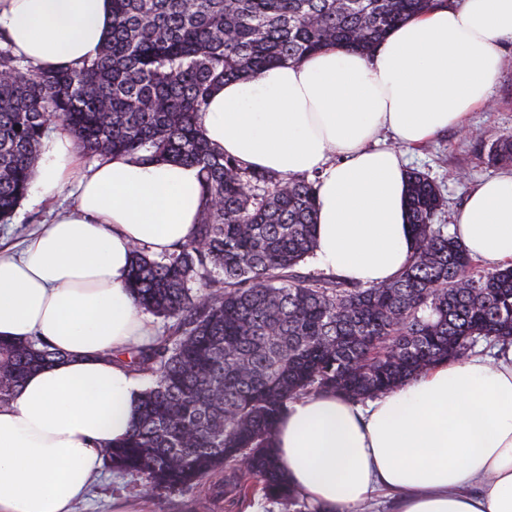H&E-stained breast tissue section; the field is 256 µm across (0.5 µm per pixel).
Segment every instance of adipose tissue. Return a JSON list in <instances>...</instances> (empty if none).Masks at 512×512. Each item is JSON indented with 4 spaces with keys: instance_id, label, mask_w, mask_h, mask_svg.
<instances>
[{
    "instance_id": "1",
    "label": "adipose tissue",
    "mask_w": 512,
    "mask_h": 512,
    "mask_svg": "<svg viewBox=\"0 0 512 512\" xmlns=\"http://www.w3.org/2000/svg\"><path fill=\"white\" fill-rule=\"evenodd\" d=\"M112 30V0H0V34L27 64L93 59ZM512 41V0H446L395 27L366 55L327 46L219 86L198 122L246 166L316 180L313 262L366 286L395 279L416 248L406 210L414 147L464 128ZM391 133L396 146L382 143ZM73 189L15 253L0 256V341H43L63 360L38 366L0 406V512H77L103 449L129 435L142 385L114 351L146 343L153 318L127 288L131 248L188 242L202 190L195 168L113 154L83 165L72 136L42 139L32 181L41 201ZM452 235L474 259L512 266V173L470 191ZM275 448L318 512H512V343L432 367L387 394L332 393L289 403Z\"/></svg>"
}]
</instances>
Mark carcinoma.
<instances>
[{
	"label": "carcinoma",
	"instance_id": "1",
	"mask_svg": "<svg viewBox=\"0 0 512 512\" xmlns=\"http://www.w3.org/2000/svg\"><path fill=\"white\" fill-rule=\"evenodd\" d=\"M438 0H112V32L80 67L43 71L0 36V222L26 197L42 139L61 124L84 154L123 153L198 170L203 207L190 240L154 256L132 249L127 288L166 330L128 352L146 380L112 470L171 494L224 472L215 496L307 512L278 464L275 426L296 398L353 402L387 393L479 339L512 341V266L481 275L435 223L444 198L407 172L417 247L393 281L363 287L303 276L315 247L316 195L305 177L258 171L211 147L197 113L214 88L300 62L329 45L362 53ZM512 164V137L494 144ZM64 355L0 343V405L26 373Z\"/></svg>",
	"mask_w": 512,
	"mask_h": 512
}]
</instances>
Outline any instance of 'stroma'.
I'll use <instances>...</instances> for the list:
<instances>
[{
    "instance_id": "stroma-1",
    "label": "stroma",
    "mask_w": 512,
    "mask_h": 512,
    "mask_svg": "<svg viewBox=\"0 0 512 512\" xmlns=\"http://www.w3.org/2000/svg\"><path fill=\"white\" fill-rule=\"evenodd\" d=\"M512 135V44L502 49L499 77L487 105L470 112L466 131L451 128L425 145L407 150V166L430 177L442 191L446 206L437 218L450 228L462 210L468 191L481 180L498 175L489 152L497 139ZM64 196L52 202H24L10 223H0V249H6L39 232L60 209L71 204ZM142 488L139 479L105 470L91 490L81 512H108V501L119 493L135 494ZM151 512H281L279 505L241 508L224 498L211 497L207 486L190 491L153 497Z\"/></svg>"
}]
</instances>
